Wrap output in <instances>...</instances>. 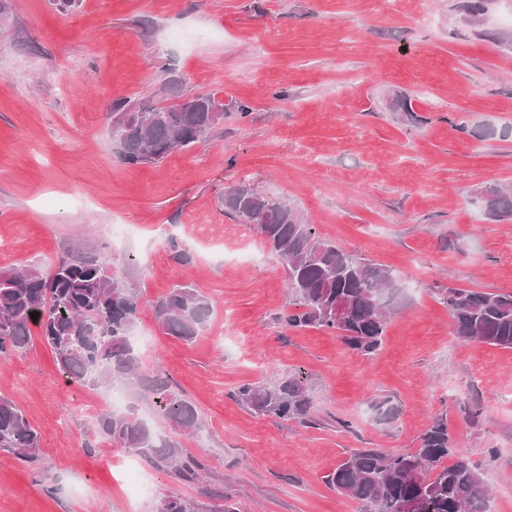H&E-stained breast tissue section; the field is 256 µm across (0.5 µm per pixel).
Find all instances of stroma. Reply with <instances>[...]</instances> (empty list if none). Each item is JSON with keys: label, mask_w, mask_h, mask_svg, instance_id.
<instances>
[{"label": "stroma", "mask_w": 512, "mask_h": 512, "mask_svg": "<svg viewBox=\"0 0 512 512\" xmlns=\"http://www.w3.org/2000/svg\"><path fill=\"white\" fill-rule=\"evenodd\" d=\"M464 0H0V268L47 267L68 245L106 246L138 286L134 346L170 377L205 458L182 482L97 438L113 391L164 429L126 382H61L41 340L0 360V397L41 436L38 460L0 451V512H158L173 493L237 512H360L326 475L362 448L405 449L433 419L483 468L493 512H512V350L451 333L448 286L512 291V222L478 195L512 188V0L481 24ZM212 93L204 144L123 162L109 135L122 101ZM411 97L413 116L388 111ZM246 184L295 203L317 235L397 274L380 351L281 327L289 297L253 225L224 212ZM129 225L127 235L112 227ZM190 257L180 264L178 254ZM193 283L212 314L193 344L164 335L151 301ZM306 379L311 423L235 401L243 382ZM389 400L395 421L373 405Z\"/></svg>", "instance_id": "35a3bbf8"}]
</instances>
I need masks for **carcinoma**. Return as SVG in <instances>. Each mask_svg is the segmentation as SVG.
Masks as SVG:
<instances>
[{
    "instance_id": "cac0c4a2",
    "label": "carcinoma",
    "mask_w": 512,
    "mask_h": 512,
    "mask_svg": "<svg viewBox=\"0 0 512 512\" xmlns=\"http://www.w3.org/2000/svg\"><path fill=\"white\" fill-rule=\"evenodd\" d=\"M215 101L213 94L184 95L180 103L163 106L124 101L112 115L110 133L119 141L125 163H155L176 149L205 142L224 120V113L212 111ZM480 204L491 220H512V192L488 188ZM224 209L239 222L256 225L263 245L283 264L290 301L277 318L282 327L332 332L353 351L366 357L377 354L399 290L389 269L321 238L300 210L247 186L226 187ZM443 292L456 338L512 349V292L451 286ZM338 300L345 304L339 319ZM140 302L138 290L94 247H66L47 274L37 266L1 268L0 359L29 349L33 324L66 378L92 388L117 378L137 385L152 394L158 414L175 433L193 435L201 428L195 407L167 379L140 371L131 341ZM151 306L163 334L188 344L211 312L209 300L190 282L174 284ZM234 396L240 404L282 421L306 422L313 407L307 384L298 378L273 386L243 383ZM95 427L110 443L181 481L197 482L206 471L179 440L130 410L101 415ZM40 448L41 437L23 412L0 398V450L32 463ZM454 451L448 425L438 418L419 435L417 447L357 450L326 476V484L356 500L362 512H490L483 473L462 459L446 463ZM205 510L196 501L169 494L158 512Z\"/></svg>"
}]
</instances>
